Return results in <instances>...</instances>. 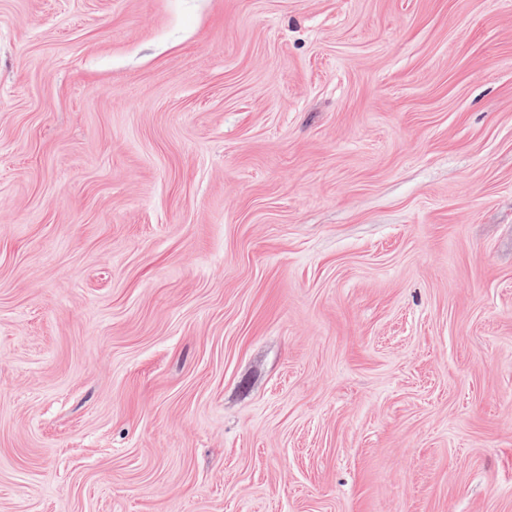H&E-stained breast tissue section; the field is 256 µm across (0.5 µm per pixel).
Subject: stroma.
Wrapping results in <instances>:
<instances>
[{"label": "stroma", "mask_w": 512, "mask_h": 512, "mask_svg": "<svg viewBox=\"0 0 512 512\" xmlns=\"http://www.w3.org/2000/svg\"><path fill=\"white\" fill-rule=\"evenodd\" d=\"M0 512H512V0H0Z\"/></svg>", "instance_id": "stroma-1"}]
</instances>
